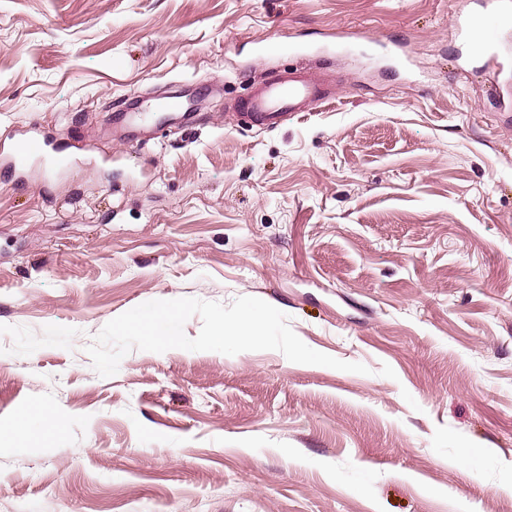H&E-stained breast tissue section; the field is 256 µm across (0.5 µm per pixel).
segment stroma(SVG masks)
I'll return each instance as SVG.
<instances>
[{"mask_svg":"<svg viewBox=\"0 0 512 512\" xmlns=\"http://www.w3.org/2000/svg\"><path fill=\"white\" fill-rule=\"evenodd\" d=\"M482 2L0 0V144L71 155L0 172V422L48 410L0 434V512H512V28L460 37ZM292 67L335 101L236 125ZM176 92L191 122L116 118ZM241 296L367 373L85 352Z\"/></svg>","mask_w":512,"mask_h":512,"instance_id":"obj_1","label":"stroma"}]
</instances>
